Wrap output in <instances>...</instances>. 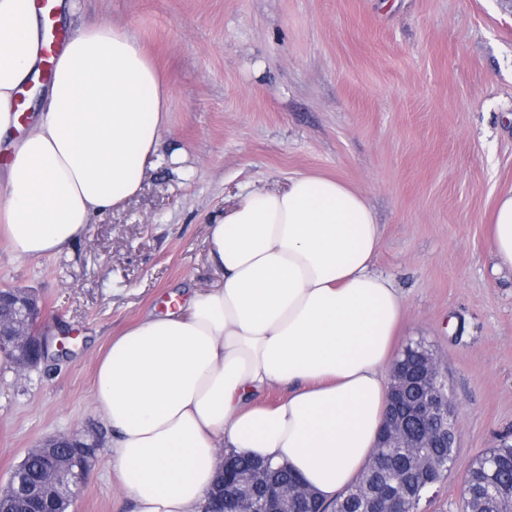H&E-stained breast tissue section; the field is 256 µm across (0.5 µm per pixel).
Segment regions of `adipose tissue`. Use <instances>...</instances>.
Segmentation results:
<instances>
[{
	"label": "adipose tissue",
	"mask_w": 512,
	"mask_h": 512,
	"mask_svg": "<svg viewBox=\"0 0 512 512\" xmlns=\"http://www.w3.org/2000/svg\"><path fill=\"white\" fill-rule=\"evenodd\" d=\"M39 47L34 0H0V236L19 259L62 252L136 195L168 118L153 60L100 23L72 36L20 134L15 94ZM209 232L222 287L184 294L100 351L95 408L112 470L132 512H204L228 453L288 468L333 501L364 472L388 406L404 302L374 269L381 226L348 184L303 173L282 191L251 189ZM487 242L512 268V189ZM273 387L284 396L256 402Z\"/></svg>",
	"instance_id": "adipose-tissue-1"
}]
</instances>
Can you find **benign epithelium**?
<instances>
[{
	"mask_svg": "<svg viewBox=\"0 0 512 512\" xmlns=\"http://www.w3.org/2000/svg\"><path fill=\"white\" fill-rule=\"evenodd\" d=\"M14 311L17 317L8 324L0 322V356L20 374L38 367L48 357V340L37 335L39 299L18 288L0 289V313ZM389 411L379 435L380 448H413L415 452L399 471L392 489L370 492L367 512H424L422 503L430 501L443 481L434 448H455L458 443L459 413L448 387L441 358L426 348L416 351V365L409 368L396 361L390 371ZM57 446L82 449L84 438L76 433L50 435L40 440L38 449ZM67 479L73 488L83 483L82 472H65L49 466L44 485ZM211 497L223 502V512H313L318 503L314 493L302 482H283L255 470H240L229 476L220 474L219 491Z\"/></svg>",
	"mask_w": 512,
	"mask_h": 512,
	"instance_id": "obj_1",
	"label": "benign epithelium"
}]
</instances>
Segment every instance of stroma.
<instances>
[{
    "label": "stroma",
    "instance_id": "35a3bbf8",
    "mask_svg": "<svg viewBox=\"0 0 512 512\" xmlns=\"http://www.w3.org/2000/svg\"><path fill=\"white\" fill-rule=\"evenodd\" d=\"M132 32L169 90L142 191L69 251L16 260L0 288L41 298L67 353L17 376L0 362V488L40 439L94 445L71 512H130L94 407L97 353L171 293L215 287L208 226L247 188L341 178L383 229L376 269L403 293L401 344L443 358L458 454L429 512H457L474 458L512 442V270L487 246L512 188V0H78L65 35Z\"/></svg>",
    "mask_w": 512,
    "mask_h": 512
}]
</instances>
